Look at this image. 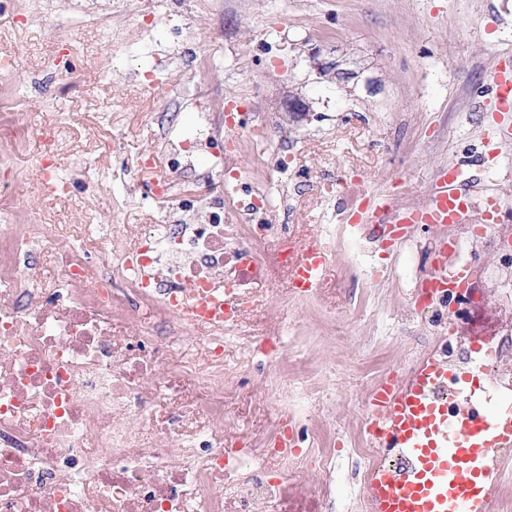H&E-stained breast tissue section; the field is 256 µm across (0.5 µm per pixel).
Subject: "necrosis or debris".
Listing matches in <instances>:
<instances>
[{"mask_svg":"<svg viewBox=\"0 0 512 512\" xmlns=\"http://www.w3.org/2000/svg\"><path fill=\"white\" fill-rule=\"evenodd\" d=\"M269 203L225 192L236 223L0 225V512H251L281 482L250 463L288 449L224 445V338L286 274ZM69 246H49L50 237ZM224 287L215 325L195 311ZM200 335L203 381L175 357Z\"/></svg>","mask_w":512,"mask_h":512,"instance_id":"1","label":"necrosis or debris"}]
</instances>
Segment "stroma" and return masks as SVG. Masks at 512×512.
Here are the masks:
<instances>
[{"label": "stroma", "instance_id": "obj_1", "mask_svg": "<svg viewBox=\"0 0 512 512\" xmlns=\"http://www.w3.org/2000/svg\"><path fill=\"white\" fill-rule=\"evenodd\" d=\"M55 16L22 24L32 0H0V114L58 131L55 179L33 150L0 147V225L104 224L116 237L139 224L205 222L202 197L223 193L229 170L241 194L268 189L271 223L299 245L333 241L327 281L298 294L279 279L261 312L224 346L237 383L224 392V435L249 447L298 433L289 467L267 459L266 477L287 474L275 506L253 512H368L365 420L375 391L405 379L427 355L498 345L483 387L512 371V148L493 133L484 105L490 73L512 52V0H62ZM342 60L354 79H317L307 55ZM71 54L72 77L55 57ZM309 101L289 122V99ZM254 135L228 142V168L207 156L175 177L170 201L138 171L170 172L167 141L217 124L228 105ZM286 160L276 168V160ZM460 171L476 204L503 200L491 230L413 225L389 243L346 221L360 193L387 192L401 207L426 201L434 175ZM346 188L326 194L330 181ZM467 241L476 272L459 299L418 303L438 240ZM286 323L281 343L271 325Z\"/></svg>", "mask_w": 512, "mask_h": 512}]
</instances>
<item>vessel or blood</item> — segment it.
<instances>
[{
	"label": "vessel or blood",
	"mask_w": 512,
	"mask_h": 512,
	"mask_svg": "<svg viewBox=\"0 0 512 512\" xmlns=\"http://www.w3.org/2000/svg\"><path fill=\"white\" fill-rule=\"evenodd\" d=\"M495 96L489 105L498 116L495 136L512 145V55L504 54L491 73ZM455 170L440 171L427 201L418 208L393 206L384 195L364 198L355 220L373 225L377 236L401 238L413 224L467 225L475 219L471 197ZM458 239L443 238L433 255L434 273L427 295L443 299L461 294L471 278L470 265H449ZM332 254L318 240L309 242L291 264V288H322ZM482 366L450 370L447 360L420 362L403 383H384L370 401L366 431L372 446L391 464L371 471L365 483L370 512H491L499 472L492 463L500 449L512 448V408L485 409L473 397Z\"/></svg>",
	"instance_id": "b4317fda"
}]
</instances>
